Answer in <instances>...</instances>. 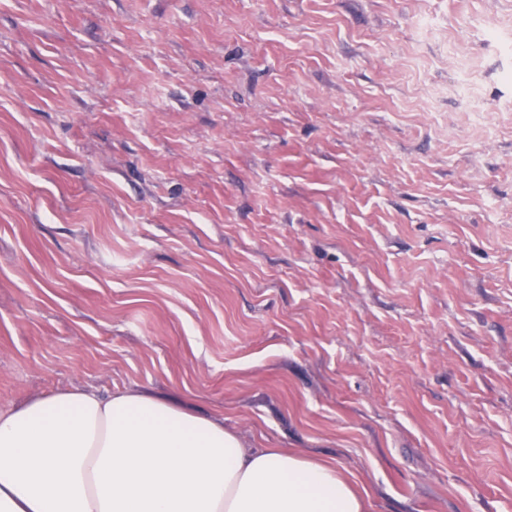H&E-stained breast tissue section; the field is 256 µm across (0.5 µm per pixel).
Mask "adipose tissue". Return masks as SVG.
Listing matches in <instances>:
<instances>
[{
  "label": "adipose tissue",
  "mask_w": 512,
  "mask_h": 512,
  "mask_svg": "<svg viewBox=\"0 0 512 512\" xmlns=\"http://www.w3.org/2000/svg\"><path fill=\"white\" fill-rule=\"evenodd\" d=\"M354 474L249 448L157 394L72 388L0 407V512H368Z\"/></svg>",
  "instance_id": "1"
}]
</instances>
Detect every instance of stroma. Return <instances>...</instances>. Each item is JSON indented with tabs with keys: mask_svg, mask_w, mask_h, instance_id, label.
Returning a JSON list of instances; mask_svg holds the SVG:
<instances>
[{
	"mask_svg": "<svg viewBox=\"0 0 512 512\" xmlns=\"http://www.w3.org/2000/svg\"><path fill=\"white\" fill-rule=\"evenodd\" d=\"M69 388L512 512V0H0V407Z\"/></svg>",
	"mask_w": 512,
	"mask_h": 512,
	"instance_id": "35a3bbf8",
	"label": "stroma"
}]
</instances>
